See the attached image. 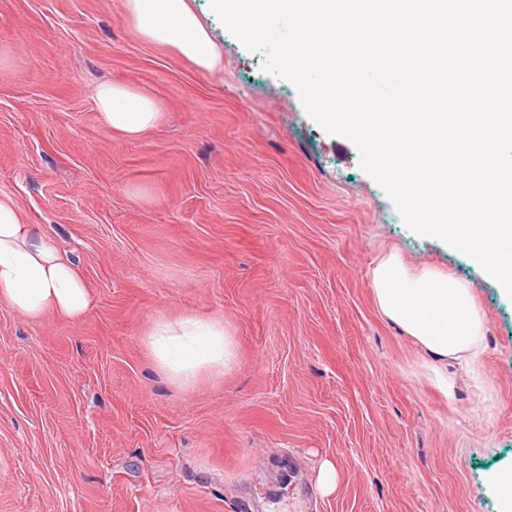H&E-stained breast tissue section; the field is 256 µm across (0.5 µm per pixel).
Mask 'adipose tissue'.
<instances>
[{
  "label": "adipose tissue",
  "mask_w": 512,
  "mask_h": 512,
  "mask_svg": "<svg viewBox=\"0 0 512 512\" xmlns=\"http://www.w3.org/2000/svg\"><path fill=\"white\" fill-rule=\"evenodd\" d=\"M126 16L145 41L174 49L200 70L221 69L222 51L191 0H126ZM95 106L104 125L130 138L162 117L153 96L119 83L99 85ZM371 281L383 316L432 357L430 370L442 390L455 388L449 364L481 370L485 316L468 282L432 267L409 268L394 252L379 259ZM0 302L33 321L50 314L76 319L90 304L86 283L69 254L40 225L26 223L12 201L1 199ZM146 344L156 367L184 387L202 376L224 373L236 362L234 340L218 318L189 314L156 320Z\"/></svg>",
  "instance_id": "ef3b65f1"
}]
</instances>
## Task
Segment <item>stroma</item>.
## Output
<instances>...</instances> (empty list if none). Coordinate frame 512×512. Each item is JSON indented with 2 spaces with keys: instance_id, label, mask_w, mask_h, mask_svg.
<instances>
[{
  "instance_id": "35a3bbf8",
  "label": "stroma",
  "mask_w": 512,
  "mask_h": 512,
  "mask_svg": "<svg viewBox=\"0 0 512 512\" xmlns=\"http://www.w3.org/2000/svg\"><path fill=\"white\" fill-rule=\"evenodd\" d=\"M194 7L221 71L142 40L124 0H0V198L90 298L37 323L0 303V512H499L512 300L411 231L357 147ZM109 81L151 94L160 123L106 128ZM391 248L468 281L486 317L482 376L453 395L376 306ZM183 314L223 320L231 371L181 387L156 368L146 333Z\"/></svg>"
}]
</instances>
